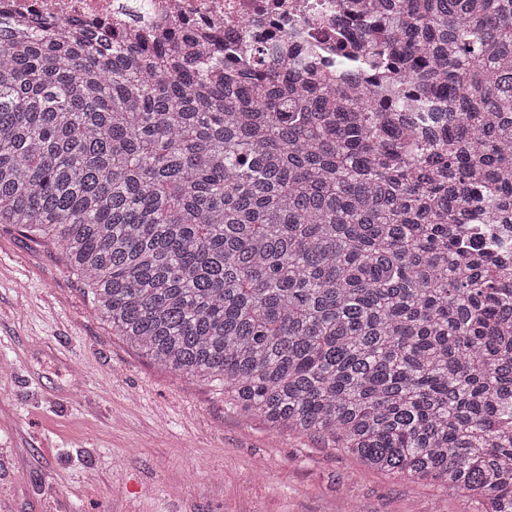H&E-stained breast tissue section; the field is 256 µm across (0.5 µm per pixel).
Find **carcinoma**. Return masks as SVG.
<instances>
[{"instance_id":"obj_1","label":"carcinoma","mask_w":512,"mask_h":512,"mask_svg":"<svg viewBox=\"0 0 512 512\" xmlns=\"http://www.w3.org/2000/svg\"><path fill=\"white\" fill-rule=\"evenodd\" d=\"M358 9L334 84L0 15V224L244 417L512 512V284L458 230L512 224V0Z\"/></svg>"}]
</instances>
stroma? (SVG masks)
<instances>
[{
	"label": "stroma",
	"mask_w": 512,
	"mask_h": 512,
	"mask_svg": "<svg viewBox=\"0 0 512 512\" xmlns=\"http://www.w3.org/2000/svg\"><path fill=\"white\" fill-rule=\"evenodd\" d=\"M0 512H470L244 420L97 318L52 242L0 224Z\"/></svg>",
	"instance_id": "1"
}]
</instances>
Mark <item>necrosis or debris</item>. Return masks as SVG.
I'll return each mask as SVG.
<instances>
[{"label": "necrosis or debris", "instance_id": "4bbe7bcc", "mask_svg": "<svg viewBox=\"0 0 512 512\" xmlns=\"http://www.w3.org/2000/svg\"><path fill=\"white\" fill-rule=\"evenodd\" d=\"M336 0H0V13L16 20L35 16L79 19L112 26L124 39L137 42L152 34L166 39L201 36L207 48L220 46L225 35L236 49L257 51L279 40L298 20L319 23L330 16ZM468 260L482 264L494 256L512 261V224L496 225L492 234L464 225Z\"/></svg>", "mask_w": 512, "mask_h": 512}]
</instances>
